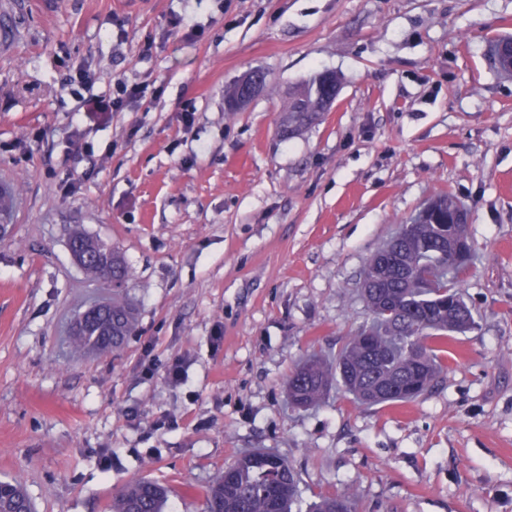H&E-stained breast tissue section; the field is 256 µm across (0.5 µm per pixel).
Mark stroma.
I'll return each mask as SVG.
<instances>
[{
    "instance_id": "1",
    "label": "stroma",
    "mask_w": 512,
    "mask_h": 512,
    "mask_svg": "<svg viewBox=\"0 0 512 512\" xmlns=\"http://www.w3.org/2000/svg\"><path fill=\"white\" fill-rule=\"evenodd\" d=\"M510 37L512 0H0V480L36 512H109L141 477L205 512L264 448L306 504L352 487L357 512H512V80L485 56ZM252 69L262 90L228 111ZM327 70L335 105L285 133ZM118 78L140 97L115 111ZM442 193L468 212L478 313L447 371L404 411L336 390L290 407L295 365L364 321L366 259ZM76 230L133 272L120 352L67 349L111 293ZM295 98L296 93L294 92L286 109L288 117H285L282 121L283 127L290 133L294 130L288 127V123L298 127H304L314 123L317 119V116L313 115L315 112H309L313 105L312 98L310 96H307L306 99L296 100Z\"/></svg>"
}]
</instances>
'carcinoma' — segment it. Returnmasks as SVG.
Segmentation results:
<instances>
[{"label": "carcinoma", "instance_id": "1", "mask_svg": "<svg viewBox=\"0 0 512 512\" xmlns=\"http://www.w3.org/2000/svg\"><path fill=\"white\" fill-rule=\"evenodd\" d=\"M312 98L290 99L288 123L304 127L316 121ZM440 219L452 214L458 200L436 196ZM391 254L372 253L365 263L361 296L367 321L344 342L336 359L317 354L293 369L288 396L293 406L320 403L328 391L342 387L361 405L410 402L423 395L448 368L447 343L453 334L475 326L473 310L461 296L466 278L463 264L448 250V234L469 241L467 220L453 228L446 223L399 226ZM75 246L87 248L97 259L84 266L90 278L102 281L112 264V299L97 315L78 316L68 347L80 353L117 351L138 326V315L125 295L132 277L118 248L83 233L72 236ZM206 490L207 512H300L299 478L294 467L268 452H246L224 468ZM357 494L350 488L319 496L309 512H356ZM165 488L148 479H136L113 496L110 512H164ZM0 512H34L24 489L0 481Z\"/></svg>", "mask_w": 512, "mask_h": 512}]
</instances>
